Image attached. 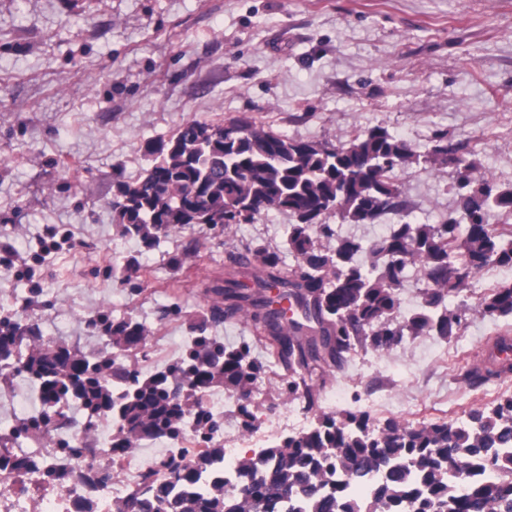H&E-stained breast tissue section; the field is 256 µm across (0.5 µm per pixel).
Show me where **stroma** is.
<instances>
[{
	"label": "stroma",
	"instance_id": "stroma-1",
	"mask_svg": "<svg viewBox=\"0 0 512 512\" xmlns=\"http://www.w3.org/2000/svg\"><path fill=\"white\" fill-rule=\"evenodd\" d=\"M239 116L335 145L383 125L421 156L442 130L468 143L477 174L512 186V0H0V250L16 254L0 263V319L88 357L107 347L98 313L133 319L147 338L120 360L148 376L183 356L231 248L262 243L294 265L284 210L228 232L174 229L149 249L113 222L115 184L147 169L146 142L191 120ZM452 173L422 163L397 171L408 222L437 224L457 210ZM53 230L71 240L48 253ZM132 258L140 270L127 282ZM496 281L512 282V268L481 271L452 298L465 313L456 338L357 350L293 417L285 372L249 319L206 333L229 348L250 343L265 365L253 398L259 419L280 416L273 438L353 408L376 422H452L512 395V372L479 386L464 378L475 355L512 338V317L480 306ZM203 399L236 461L247 451L236 394L216 384ZM41 408L28 375L0 382L1 430Z\"/></svg>",
	"mask_w": 512,
	"mask_h": 512
}]
</instances>
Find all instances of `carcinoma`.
Instances as JSON below:
<instances>
[{"instance_id":"carcinoma-1","label":"carcinoma","mask_w":512,"mask_h":512,"mask_svg":"<svg viewBox=\"0 0 512 512\" xmlns=\"http://www.w3.org/2000/svg\"><path fill=\"white\" fill-rule=\"evenodd\" d=\"M228 125L236 135H224L221 124L192 120L170 138L147 143L151 163L144 174L117 183L115 223L123 235L151 248L159 233L172 229L220 224L228 232L265 209L292 214L288 251L296 264L283 270L281 253L263 244L229 251L231 264L252 266L258 289L245 294L239 280H224L215 289L224 306L213 307L211 319L250 316L288 375V397L306 408L358 348L387 351L426 333L457 335L463 313L448 306V297L469 288L488 266L512 267V238L488 224L491 211L512 212V186L489 176L474 178L467 143L436 131L431 150L420 157L380 125L338 145L288 137L245 116ZM421 158L432 165L453 163L455 214L439 224L402 220L371 247L338 239L334 248L323 249L322 241L335 234L332 217L372 223L406 214L394 173ZM414 265L422 272L421 304L400 321L398 291ZM271 285L297 289L305 318L319 324L323 335L300 334L271 308L264 294ZM482 306L512 315V283L497 287ZM97 322L114 351L88 358L59 346L26 354L19 324L0 320V372L31 374L48 407L0 435V474L21 485L29 476L50 486L68 480V472L33 454H14L6 442L49 431L59 404L78 401L90 420L103 409L111 415L115 457L128 454L142 438L182 439L189 427L204 447L193 456L180 451L162 460L163 482L146 470L114 512H381L386 504L392 512H434L438 505L448 512H512V396L450 424L414 426L391 419L378 426L365 411L324 414L308 430L228 464L214 443L218 421L198 402L197 392L217 382L232 388L243 428H253L252 394L263 366L250 358L248 347L214 343L204 335L203 321L192 326L199 335L179 360L144 378L118 362L115 350L143 342L145 328L131 318L111 321L105 313ZM509 370L506 361L497 370L475 364L464 377L478 385ZM64 450L82 471V488L91 495L87 512H94L92 496L102 480L82 445ZM463 478L467 492L452 493Z\"/></svg>"}]
</instances>
